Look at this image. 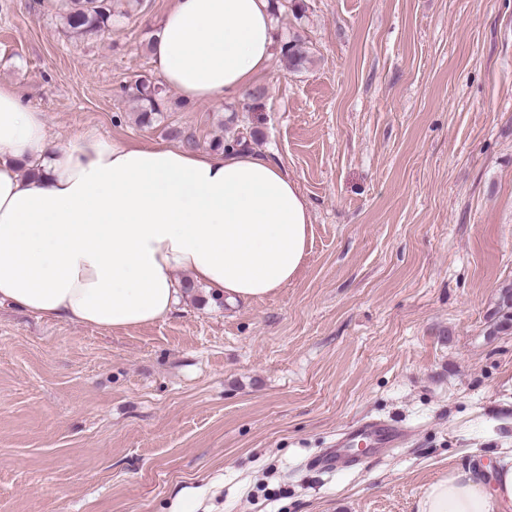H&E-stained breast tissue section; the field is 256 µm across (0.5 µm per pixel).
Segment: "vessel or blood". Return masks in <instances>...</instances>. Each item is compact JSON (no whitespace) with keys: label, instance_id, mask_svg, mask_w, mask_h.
Listing matches in <instances>:
<instances>
[{"label":"vessel or blood","instance_id":"vessel-or-blood-1","mask_svg":"<svg viewBox=\"0 0 512 512\" xmlns=\"http://www.w3.org/2000/svg\"><path fill=\"white\" fill-rule=\"evenodd\" d=\"M408 437L401 427L384 421L356 423L341 434L335 451L315 459L314 465L326 471H338L353 462L352 448L359 444L387 449L398 447Z\"/></svg>","mask_w":512,"mask_h":512}]
</instances>
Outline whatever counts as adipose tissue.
Instances as JSON below:
<instances>
[{
	"label": "adipose tissue",
	"mask_w": 512,
	"mask_h": 512,
	"mask_svg": "<svg viewBox=\"0 0 512 512\" xmlns=\"http://www.w3.org/2000/svg\"><path fill=\"white\" fill-rule=\"evenodd\" d=\"M275 47L269 0H171L151 54L183 101L254 88ZM311 212L273 158L49 138L42 112L0 83V304L120 331L165 320L176 272L214 296L268 297L298 274ZM416 512H512V453L491 483L460 469L425 487Z\"/></svg>",
	"instance_id": "adipose-tissue-1"
}]
</instances>
